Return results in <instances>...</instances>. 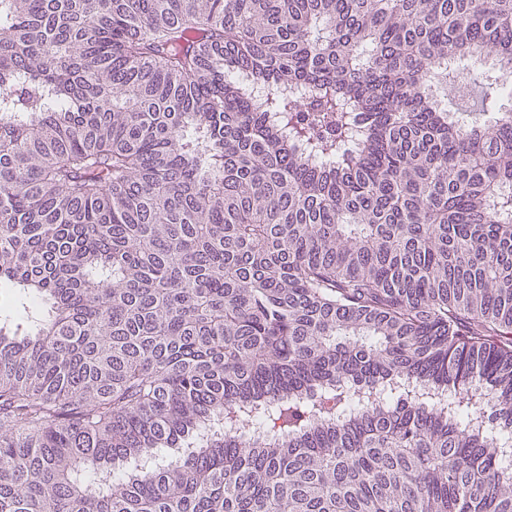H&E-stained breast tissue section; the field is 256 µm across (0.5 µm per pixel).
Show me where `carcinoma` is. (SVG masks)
I'll return each instance as SVG.
<instances>
[{"instance_id":"carcinoma-1","label":"carcinoma","mask_w":512,"mask_h":512,"mask_svg":"<svg viewBox=\"0 0 512 512\" xmlns=\"http://www.w3.org/2000/svg\"><path fill=\"white\" fill-rule=\"evenodd\" d=\"M512 0H0V512H512Z\"/></svg>"}]
</instances>
